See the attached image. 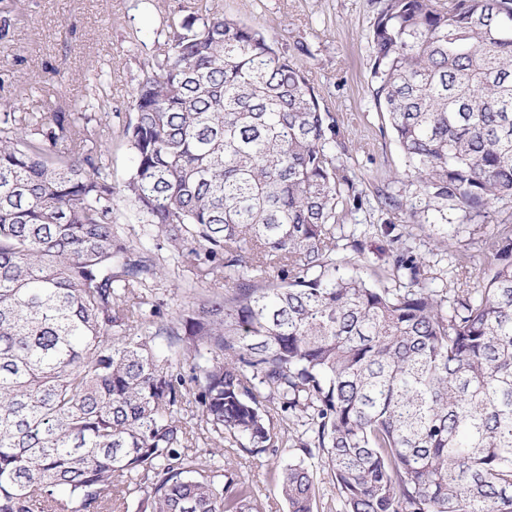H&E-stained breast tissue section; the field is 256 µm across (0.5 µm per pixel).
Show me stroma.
Masks as SVG:
<instances>
[{
	"instance_id": "1",
	"label": "stroma",
	"mask_w": 512,
	"mask_h": 512,
	"mask_svg": "<svg viewBox=\"0 0 512 512\" xmlns=\"http://www.w3.org/2000/svg\"><path fill=\"white\" fill-rule=\"evenodd\" d=\"M380 0H0V101L22 112H72L85 100V78L102 71L108 98L103 125L120 128L133 111L132 94L142 64L165 39L170 14L189 8L219 14L260 29L310 80L320 104L335 117L344 165L359 209L344 224L357 226L365 249L349 252L368 283L390 268L381 225L394 224L413 254L424 258L439 288L456 286V267H467L471 284L486 277V256L500 225L512 224V197L476 214L456 205L437 212L407 176V162L373 97L370 35ZM58 70L65 80L43 84L39 75ZM399 207H388L385 197ZM433 225V233L423 225ZM298 450L249 456L225 451L223 460L250 484L262 512H288L279 494L283 465Z\"/></svg>"
}]
</instances>
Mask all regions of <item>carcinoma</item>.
Listing matches in <instances>:
<instances>
[{"label":"carcinoma","mask_w":512,"mask_h":512,"mask_svg":"<svg viewBox=\"0 0 512 512\" xmlns=\"http://www.w3.org/2000/svg\"><path fill=\"white\" fill-rule=\"evenodd\" d=\"M371 43L421 193L476 212L512 197V0H383ZM134 109L138 226L92 116L0 107V512H123L135 492L140 512H258L190 452L186 402L220 452L302 453L288 512H314L316 455L343 512H512V225L448 311L391 228L408 286L347 270L340 213L362 200L336 119L219 15L170 18ZM185 268L187 305L144 298Z\"/></svg>","instance_id":"cac0c4a2"}]
</instances>
